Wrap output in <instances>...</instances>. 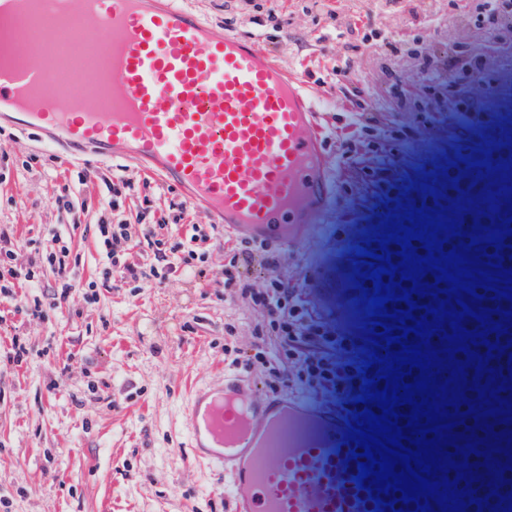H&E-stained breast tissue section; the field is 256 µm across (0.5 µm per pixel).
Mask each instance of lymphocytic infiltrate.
I'll list each match as a JSON object with an SVG mask.
<instances>
[{"instance_id": "lymphocytic-infiltrate-1", "label": "lymphocytic infiltrate", "mask_w": 512, "mask_h": 512, "mask_svg": "<svg viewBox=\"0 0 512 512\" xmlns=\"http://www.w3.org/2000/svg\"><path fill=\"white\" fill-rule=\"evenodd\" d=\"M184 218L183 211L173 212L163 223L147 227L145 239L153 253L146 264L133 260V237L129 225L104 220L95 226V237L105 263L103 281L115 288L129 289L130 293L164 284L174 273L195 274L205 259L203 245L210 238L201 225H192L186 237H179L177 228ZM461 235L444 243V250L460 244L469 245V253L480 267H487L492 254H501L503 268H512V235L505 236L504 248L491 244L489 237L472 244L467 215H459ZM44 239L41 252L35 259L22 263L9 233L0 231V296L13 297L16 286L35 283L53 277L55 286L45 296L34 299L33 311L40 316L61 309L73 289L71 271L77 258L68 238L51 227H41ZM262 256L268 264H275L278 251L274 247L245 239L232 249L224 263V291L227 295H241L250 299L265 318L263 328L257 329L255 352L241 355L230 351V364L244 370L260 364L279 384H287L289 377L297 381L315 383L339 404L348 415L363 412L358 402L363 394V381L374 378L375 370H362V337L353 336L314 314L297 287L280 278L270 279L265 288H252L246 270L254 256ZM462 301L474 310L473 316L463 317L460 325L466 328L463 348L453 355V365L463 367L460 385H457L459 404L458 422L453 435L471 438V450L465 459H448L449 480L463 502L462 512H512V459L499 450H485L494 434L504 431L498 416L490 414L486 405L477 404L479 394L499 385V401L512 402V319L507 312L512 300L495 297L486 291L483 299L462 294ZM484 333L483 342H474L476 333ZM274 334L282 341L280 348L268 349L265 334ZM495 343L496 354H488V343ZM466 462L473 474L461 479L459 462ZM492 472V480H484L485 472Z\"/></svg>"}]
</instances>
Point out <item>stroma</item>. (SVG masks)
I'll use <instances>...</instances> for the list:
<instances>
[{
	"label": "stroma",
	"instance_id": "stroma-1",
	"mask_svg": "<svg viewBox=\"0 0 512 512\" xmlns=\"http://www.w3.org/2000/svg\"><path fill=\"white\" fill-rule=\"evenodd\" d=\"M186 3L225 31L256 38L328 103L318 123L335 183L330 222L340 232L280 251L273 267L255 258L248 271L253 288L278 275L317 304L307 280L310 258L379 237L387 218L431 197L445 212L469 213L476 238L488 208L512 217V52L496 46L465 11L448 0ZM366 17L391 47L357 46L351 29ZM475 56L494 74L502 97L492 98L481 82L449 90V63ZM342 64L351 81L339 86L333 76ZM429 71L435 82H427ZM460 98L491 103L496 122L465 126L455 107ZM397 133L403 143L394 141ZM79 169L42 148L36 133L0 128V228L21 259L34 257L41 224L70 237L80 256L72 269L78 290L55 314L40 318L20 308L49 291V278L16 288L14 298L0 297V497L10 501V512H228L222 476L196 461L184 441L191 389L227 368L225 324L236 327L229 343L250 355L263 321L249 298L224 296V259L233 241L215 230L199 274L135 295L104 286L97 302H85L80 285L102 277L93 224L105 214L152 224L185 200L116 158L101 170L123 174L133 185L130 195L112 207L100 187L80 188L73 209H60L58 188L76 181ZM475 176L484 181L483 195L449 196V178ZM395 183L405 185L404 194L389 193ZM16 336L30 349L19 366L3 361Z\"/></svg>",
	"mask_w": 512,
	"mask_h": 512
}]
</instances>
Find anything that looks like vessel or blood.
<instances>
[{
	"label": "vessel or blood",
	"mask_w": 512,
	"mask_h": 512,
	"mask_svg": "<svg viewBox=\"0 0 512 512\" xmlns=\"http://www.w3.org/2000/svg\"><path fill=\"white\" fill-rule=\"evenodd\" d=\"M29 2L0 0L12 23L0 118L87 167L138 161L234 236L285 248L326 220L333 184L316 101L253 39L182 0H73L64 20L49 7L28 16ZM309 283L341 319L324 260ZM188 420L187 445L223 476L231 512H374L335 403L260 396L225 374L191 392Z\"/></svg>",
	"instance_id": "1"
}]
</instances>
